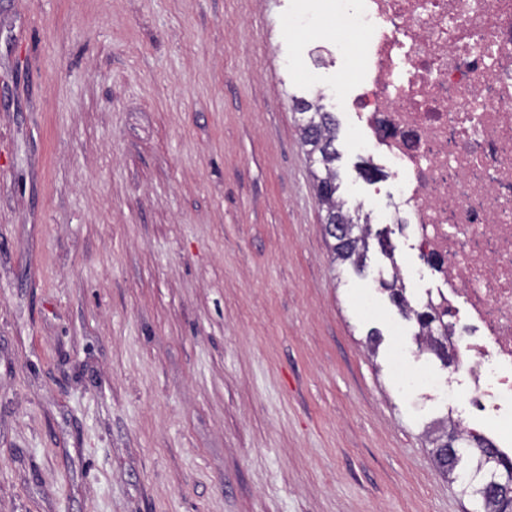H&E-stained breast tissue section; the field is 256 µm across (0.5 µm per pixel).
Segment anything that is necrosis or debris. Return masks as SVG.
<instances>
[{"mask_svg": "<svg viewBox=\"0 0 512 512\" xmlns=\"http://www.w3.org/2000/svg\"><path fill=\"white\" fill-rule=\"evenodd\" d=\"M360 149L380 148L444 283L466 399L512 452V0H357Z\"/></svg>", "mask_w": 512, "mask_h": 512, "instance_id": "obj_1", "label": "necrosis or debris"}]
</instances>
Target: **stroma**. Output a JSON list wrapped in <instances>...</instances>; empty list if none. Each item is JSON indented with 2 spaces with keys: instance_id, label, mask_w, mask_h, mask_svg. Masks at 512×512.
Here are the masks:
<instances>
[{
  "instance_id": "obj_1",
  "label": "stroma",
  "mask_w": 512,
  "mask_h": 512,
  "mask_svg": "<svg viewBox=\"0 0 512 512\" xmlns=\"http://www.w3.org/2000/svg\"><path fill=\"white\" fill-rule=\"evenodd\" d=\"M363 65L336 0H0V512H475L424 436L466 379L380 285L442 282L353 146ZM317 97L395 247L359 274L300 143Z\"/></svg>"
}]
</instances>
